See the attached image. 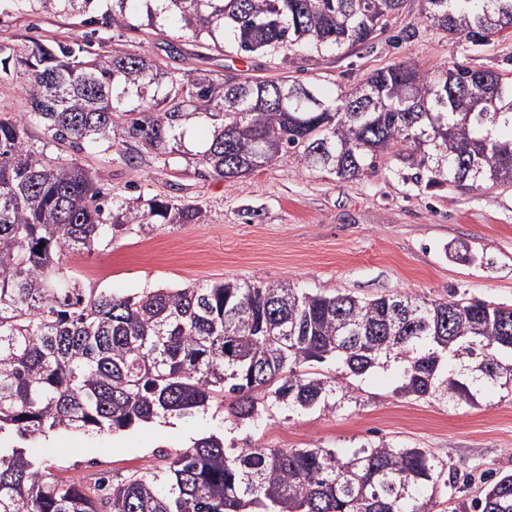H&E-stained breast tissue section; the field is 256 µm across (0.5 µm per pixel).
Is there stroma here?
I'll return each mask as SVG.
<instances>
[{"label": "stroma", "mask_w": 512, "mask_h": 512, "mask_svg": "<svg viewBox=\"0 0 512 512\" xmlns=\"http://www.w3.org/2000/svg\"><path fill=\"white\" fill-rule=\"evenodd\" d=\"M423 7V0H406L389 32L366 48L321 56L300 48L283 68L263 56L199 48L172 23L160 32L113 25L110 0H98L89 19L51 7L32 12L17 0H0V45L24 53L38 43L89 41L111 53L162 58L167 43L175 42L183 48L182 57L171 63L177 72L220 74L229 67L248 76H278L287 68L330 91L400 61L423 70L463 59L477 69H512L499 47L476 50L466 40L425 28ZM31 142L48 156L74 159L99 172L113 196L158 194L206 212L202 224H159L144 237L115 238L106 251L67 256L70 273L85 287L133 294L215 281H290L325 295L371 299L408 291L438 300L453 289L512 305L511 186L489 184L470 193L429 188L390 164L361 179L341 181L324 170L301 169L286 157L223 180L205 175L197 163L174 158L166 164L152 153L127 166L119 142L108 150L91 144L76 152L53 142L40 127L32 129ZM457 241L483 254V261L450 258L448 245ZM399 380L394 366L350 382L337 379L351 399L333 412L268 402L255 422L239 427L224 406L124 431L63 430L37 440L31 453L59 477L90 481L106 473L118 479L158 468L163 453L220 430L225 438H246L258 448H333L342 454L380 444L422 448L460 466L468 478L466 499L478 495L489 475L512 471V395L496 389L478 406H457L445 399L402 397L396 392Z\"/></svg>", "instance_id": "35a3bbf8"}]
</instances>
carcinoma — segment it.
<instances>
[{
  "label": "carcinoma",
  "instance_id": "obj_1",
  "mask_svg": "<svg viewBox=\"0 0 512 512\" xmlns=\"http://www.w3.org/2000/svg\"><path fill=\"white\" fill-rule=\"evenodd\" d=\"M88 13L95 0H24ZM405 0H112V24L174 20L194 42L239 55H321L368 46ZM421 22L478 46L507 38L512 0H425ZM27 72L31 111L0 115V436L24 442L62 430L101 433L188 416L234 396L242 426L272 402L333 411L337 364L360 378L401 366L397 394L473 405L487 372L512 364V306L398 292L363 300L311 293L285 281H217L116 295L86 288L65 253L105 250L117 235L155 224H202L191 203L112 197L102 175L32 149L30 128L79 150L127 144L186 155V124L210 131L197 164L244 177L284 156L353 180L384 158L429 187L474 192L512 185V72L456 61L406 62L324 90L298 79L178 75L141 53L101 55L87 43L0 46V72ZM116 112L132 116L118 128ZM153 471L115 480L58 479L25 446L0 448V512H431L456 499L457 471L422 448L383 444L349 455L328 448H243L212 433ZM463 512H512V472L490 480Z\"/></svg>",
  "mask_w": 512,
  "mask_h": 512
}]
</instances>
